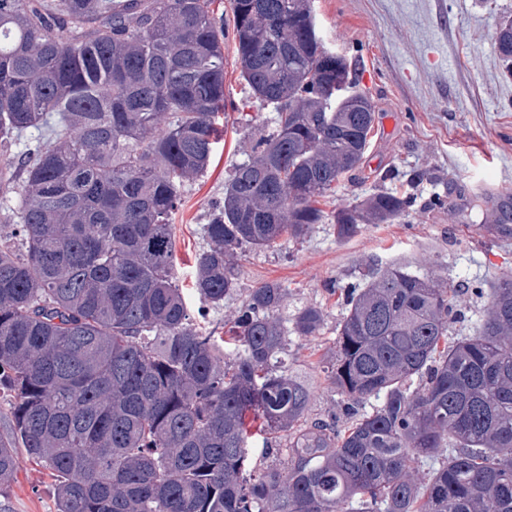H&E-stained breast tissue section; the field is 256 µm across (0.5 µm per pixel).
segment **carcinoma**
I'll list each match as a JSON object with an SVG mask.
<instances>
[{
	"label": "carcinoma",
	"mask_w": 512,
	"mask_h": 512,
	"mask_svg": "<svg viewBox=\"0 0 512 512\" xmlns=\"http://www.w3.org/2000/svg\"><path fill=\"white\" fill-rule=\"evenodd\" d=\"M213 0H0V386L14 396L0 486L18 449L50 471L56 512H512V275L451 336L458 285L389 266L347 289L327 378L347 426L308 421L309 380L285 373V293L251 290L232 358L194 323L171 218L224 111ZM237 64L271 132L234 166L203 225L194 288L236 292L237 253L330 222L343 238L406 213L379 190L331 213L359 170L375 110L356 64L327 49L313 0H230ZM512 74V19L495 32ZM30 130L38 135L22 141ZM288 433L287 454L255 436Z\"/></svg>",
	"instance_id": "obj_1"
}]
</instances>
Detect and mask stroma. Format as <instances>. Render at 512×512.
Returning <instances> with one entry per match:
<instances>
[{
    "instance_id": "obj_1",
    "label": "stroma",
    "mask_w": 512,
    "mask_h": 512,
    "mask_svg": "<svg viewBox=\"0 0 512 512\" xmlns=\"http://www.w3.org/2000/svg\"><path fill=\"white\" fill-rule=\"evenodd\" d=\"M314 8L325 46L360 61L361 86L375 107L362 168L341 182L326 210L412 180L417 200L392 223L362 225L346 239L335 225L317 224L303 239L243 251L237 292L207 309L200 325L223 335L251 288L268 281L287 290L281 317L320 307L324 320L314 335H289L286 367L314 383L310 418L341 429L344 401L322 368L336 349L345 288L390 265L454 279L466 319L453 330L465 335L484 305L474 284L488 288L512 273V208L505 219L487 218L498 191L512 189V76L499 65L494 43L501 19L512 17V0H314ZM223 41L224 134L171 219L178 284L194 309L195 258L207 246L202 226L210 204L223 198L251 142L273 128V112L248 100L231 34ZM0 512H56L48 471L20 456L13 482L0 491Z\"/></svg>"
}]
</instances>
